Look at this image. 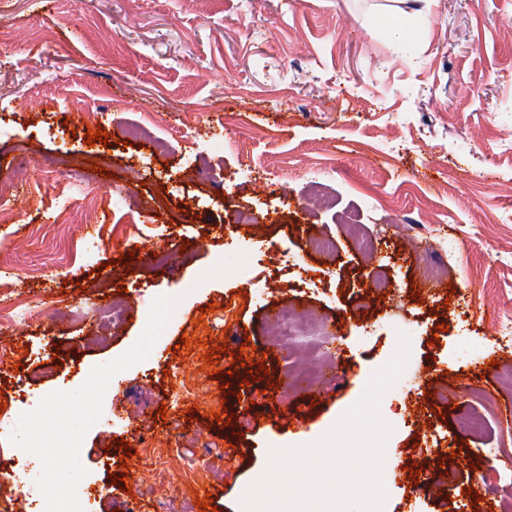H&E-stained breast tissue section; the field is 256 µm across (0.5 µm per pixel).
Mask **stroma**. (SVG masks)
Wrapping results in <instances>:
<instances>
[{"label":"stroma","mask_w":512,"mask_h":512,"mask_svg":"<svg viewBox=\"0 0 512 512\" xmlns=\"http://www.w3.org/2000/svg\"><path fill=\"white\" fill-rule=\"evenodd\" d=\"M400 23L407 34L389 36ZM1 29L28 38L0 47V183L18 199L0 223V282L66 312L0 334L15 348L0 363V392L29 395L12 418L128 350L155 296L182 298L149 357L110 382L83 441L82 483L103 512H181L205 490L218 512H241L269 447L330 429L389 359L395 328L411 355L380 404L401 419L386 446L385 512H512V482L468 492L499 467L490 449H512L498 413L512 401V349L499 348L491 320L512 299V0H0ZM84 112L105 130L145 123L153 136L139 147L118 135L88 143ZM51 157L68 171L49 172ZM71 182L84 197L67 223L50 224ZM317 184L335 208H306ZM246 210L262 225L238 222ZM347 212L377 255L353 251ZM103 225L133 243L130 264L89 243ZM314 235L335 238V253L307 251ZM417 235L456 252L432 296L416 293ZM244 246L249 279L201 281ZM108 300L123 319L101 335ZM278 308L333 334L325 382L284 391L311 339L275 346ZM219 345L226 354L206 366ZM239 352L266 374L234 367ZM489 357L488 379H475ZM443 386L447 403H433ZM471 414L482 432L460 435ZM121 438L133 457L116 449ZM232 445L240 453L229 463ZM436 448L457 455L410 480L408 465ZM159 460L161 485L151 477ZM205 461L220 469L206 482L195 476ZM122 472L125 492L109 479Z\"/></svg>","instance_id":"obj_1"}]
</instances>
